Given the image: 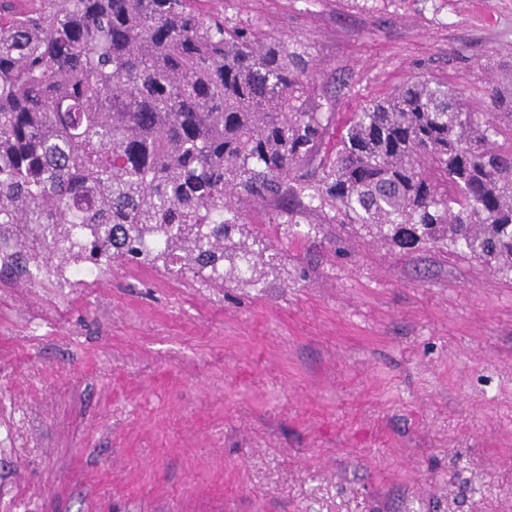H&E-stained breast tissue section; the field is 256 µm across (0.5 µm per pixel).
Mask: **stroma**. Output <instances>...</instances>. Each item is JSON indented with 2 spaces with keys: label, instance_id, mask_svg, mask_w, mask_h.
<instances>
[{
  "label": "stroma",
  "instance_id": "1",
  "mask_svg": "<svg viewBox=\"0 0 512 512\" xmlns=\"http://www.w3.org/2000/svg\"><path fill=\"white\" fill-rule=\"evenodd\" d=\"M312 53L344 121L410 77L512 86V0H210ZM263 282L116 259L0 282V512H512V281L247 201ZM33 268L37 276H45L44 274H46L56 288H90L103 275L100 263L78 264L59 270L52 269L48 272L42 266H35Z\"/></svg>",
  "mask_w": 512,
  "mask_h": 512
}]
</instances>
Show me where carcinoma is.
<instances>
[{"label": "carcinoma", "mask_w": 512, "mask_h": 512, "mask_svg": "<svg viewBox=\"0 0 512 512\" xmlns=\"http://www.w3.org/2000/svg\"><path fill=\"white\" fill-rule=\"evenodd\" d=\"M0 0V282L72 258L180 267L224 284L232 197L333 212L331 224L403 249L453 247L512 279V88L475 107L410 79L349 113L308 104L309 48L262 43L202 0ZM503 138L498 143L497 138Z\"/></svg>", "instance_id": "carcinoma-1"}]
</instances>
